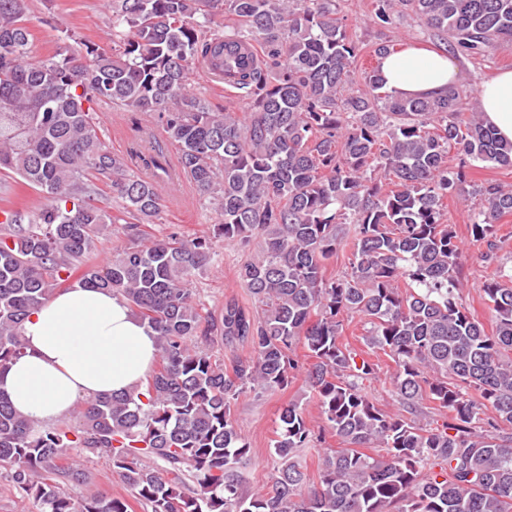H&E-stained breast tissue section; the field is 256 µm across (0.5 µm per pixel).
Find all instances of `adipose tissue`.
<instances>
[{"instance_id":"obj_1","label":"adipose tissue","mask_w":512,"mask_h":512,"mask_svg":"<svg viewBox=\"0 0 512 512\" xmlns=\"http://www.w3.org/2000/svg\"><path fill=\"white\" fill-rule=\"evenodd\" d=\"M385 89L438 97L454 85L447 56L404 46L380 64ZM480 109L503 140L512 141V70L483 83ZM25 349L0 373V391L37 424L54 423L79 400L142 386L158 359L153 331L118 295L82 284L58 291L22 325Z\"/></svg>"}]
</instances>
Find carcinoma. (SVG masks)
I'll use <instances>...</instances> for the list:
<instances>
[{
  "label": "carcinoma",
  "instance_id": "obj_1",
  "mask_svg": "<svg viewBox=\"0 0 512 512\" xmlns=\"http://www.w3.org/2000/svg\"><path fill=\"white\" fill-rule=\"evenodd\" d=\"M109 2L112 51L87 45L42 60L31 50L27 0H0V175L46 195L36 211L6 213L0 232V372L24 353L29 311L77 263L86 265L81 282L122 296L159 347L144 391L88 399L73 424L40 426L0 391V462L15 467L38 512H128L122 498L66 491L83 477L75 449L105 455L145 512H512V436L498 434L512 426V267L499 261L496 224L512 213V187L466 189L473 163L512 166V142L454 86L441 97H401L374 67L354 89L360 48L336 0ZM374 2V24L410 10L454 55L477 58L512 41V0ZM221 13L238 26L219 33ZM235 43L262 50L255 68L224 77L250 105L243 116L187 87L194 61L222 72ZM98 102L151 113L199 196L218 202L214 234L260 241L239 270L254 308L227 299L220 317L201 313L191 277L212 243L146 233L162 212L169 160L153 149L146 177L112 153L92 115ZM472 195L477 259L497 265L483 285L490 334L460 300L464 256L445 223V200ZM113 224L126 245L104 265L87 264ZM346 248L349 271L326 277ZM354 314L367 345L395 364L399 403H436L450 414L442 428L384 413L363 393L377 364L357 362L341 342ZM219 343L247 345L251 356L229 375L212 352ZM299 343L313 359L307 377L325 427L342 447L310 483L296 452L323 432L288 404L273 446L278 466L267 489L249 494L238 464L250 448L233 405L248 390L288 386ZM488 406L496 417L484 422Z\"/></svg>",
  "mask_w": 512,
  "mask_h": 512
}]
</instances>
